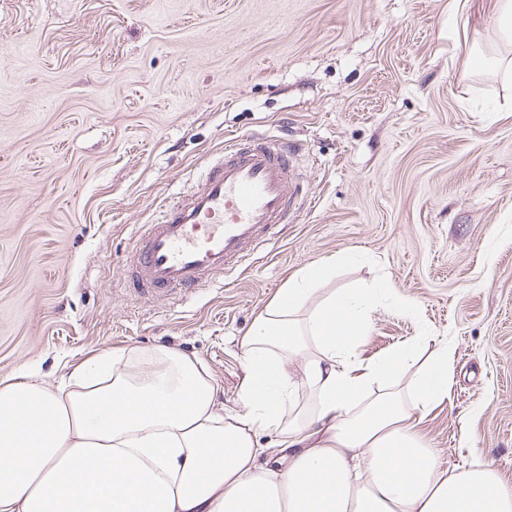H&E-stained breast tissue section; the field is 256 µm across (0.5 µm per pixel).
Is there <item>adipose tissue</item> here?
Masks as SVG:
<instances>
[{
	"mask_svg": "<svg viewBox=\"0 0 512 512\" xmlns=\"http://www.w3.org/2000/svg\"><path fill=\"white\" fill-rule=\"evenodd\" d=\"M492 21L512 83V0ZM335 269L300 273L237 338L239 409L168 347L103 350L66 391L0 382V512H512L493 464L448 470L419 430L448 401L454 346L417 336L362 358L393 289L323 292Z\"/></svg>",
	"mask_w": 512,
	"mask_h": 512,
	"instance_id": "adipose-tissue-1",
	"label": "adipose tissue"
}]
</instances>
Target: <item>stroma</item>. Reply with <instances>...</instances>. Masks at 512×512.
I'll list each match as a JSON object with an SVG mask.
<instances>
[{
  "label": "stroma",
  "instance_id": "35a3bbf8",
  "mask_svg": "<svg viewBox=\"0 0 512 512\" xmlns=\"http://www.w3.org/2000/svg\"><path fill=\"white\" fill-rule=\"evenodd\" d=\"M493 39L449 0H0V381L54 388L93 351L169 346L237 409L236 338L354 252L327 289L384 278L415 303L378 307L360 354L452 340L450 401L421 432L512 486V95L460 52ZM254 132L301 148L297 223L246 271L131 298L138 226Z\"/></svg>",
  "mask_w": 512,
  "mask_h": 512
}]
</instances>
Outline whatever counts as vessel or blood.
<instances>
[{
  "label": "vessel or blood",
  "instance_id": "b4317fda",
  "mask_svg": "<svg viewBox=\"0 0 512 512\" xmlns=\"http://www.w3.org/2000/svg\"><path fill=\"white\" fill-rule=\"evenodd\" d=\"M297 152L278 136L227 140L196 187L144 225L127 264L129 290L160 298L241 268L293 217Z\"/></svg>",
  "mask_w": 512,
  "mask_h": 512
}]
</instances>
